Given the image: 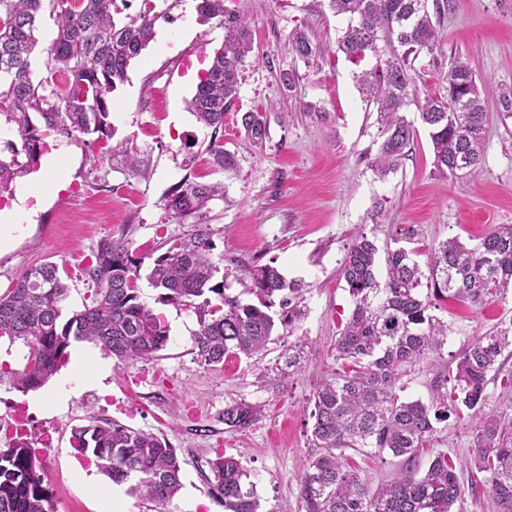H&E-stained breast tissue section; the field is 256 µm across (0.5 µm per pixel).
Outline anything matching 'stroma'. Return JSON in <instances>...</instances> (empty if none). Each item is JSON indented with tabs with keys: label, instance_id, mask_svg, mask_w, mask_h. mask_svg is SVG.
Returning a JSON list of instances; mask_svg holds the SVG:
<instances>
[{
	"label": "stroma",
	"instance_id": "obj_1",
	"mask_svg": "<svg viewBox=\"0 0 512 512\" xmlns=\"http://www.w3.org/2000/svg\"><path fill=\"white\" fill-rule=\"evenodd\" d=\"M225 5L250 27L255 57L240 72L239 98L224 116L223 132L197 123L188 102L195 92L189 76L221 46L224 30L199 23L192 0H181L173 22L156 26L154 40L113 95L110 121L126 153H112V141L89 147L48 132L38 167L0 195V238L9 241L0 250V294L27 268L53 262L69 277L67 311L80 310L92 288L87 259L102 240H125L145 254L205 224L229 294L247 298V269L272 262L302 284L306 316L294 333L276 332L262 354L211 367L193 351L196 315L158 302L157 290L145 284L141 298L163 317L170 335L155 358L88 377L80 392L59 404L48 401L45 387L24 394L0 385V426L18 401L32 406V432L46 419L55 427L53 445L38 449L36 466L56 512H101L100 491L111 481L94 464L79 463L70 447L72 429L93 418L162 435L182 460L183 488L172 501L127 495L123 512H224L201 472L219 452L239 459L256 486L260 512H304L300 482L314 453L313 396L336 366L339 325L353 308L340 269L355 237L366 234L381 249L398 241L422 251L452 237L471 244L492 225L512 224V114L500 105L512 90V0H451L436 61L423 55L414 64L418 88L436 96L443 95V76L458 59L484 82L485 161L474 174L452 179L435 170L412 101L403 109L416 130L407 157L387 177L375 173L377 112L363 98L357 67L337 50L347 20L333 14L328 0ZM299 29L317 48L307 60L291 47ZM285 72L295 76L289 91L281 82ZM256 107L266 111L260 144L241 124L242 114ZM216 136L235 161L224 171L207 151ZM187 179L223 183L224 195L178 224L166 198ZM23 194L24 214L15 208ZM435 314L449 332L432 361L449 363L475 337L512 320V296L481 308L448 300ZM298 342L304 345L298 369L278 380ZM40 397L44 405L34 406ZM240 401L260 406L262 415L236 431L225 426L224 409ZM472 431L471 419L450 418L436 446L453 459L462 483H477L465 492L460 512H492L489 475L475 468ZM79 468L95 475L96 486L76 479Z\"/></svg>",
	"mask_w": 512,
	"mask_h": 512
}]
</instances>
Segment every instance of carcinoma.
<instances>
[{
    "label": "carcinoma",
    "mask_w": 512,
    "mask_h": 512,
    "mask_svg": "<svg viewBox=\"0 0 512 512\" xmlns=\"http://www.w3.org/2000/svg\"><path fill=\"white\" fill-rule=\"evenodd\" d=\"M50 2L57 32L45 49L49 74L63 72L68 82L45 94L49 80H34L31 56L43 2ZM199 20L224 27V45L215 52L190 101L197 122L213 129L208 146L214 165L231 164L217 133L224 114L239 95L238 73L253 52L249 28L224 0H194ZM449 0H330L336 15L348 17L338 49L358 65L360 89L377 107L381 124L375 170L386 175L405 158L412 125L400 115L416 95L411 60L440 50L439 17ZM127 0H0V84L7 87L0 109L18 126L21 149L0 158V192L41 156L43 133L66 138L97 135L110 139L111 94L128 80V68L155 37L158 22L173 21L175 4L141 0L139 14L118 22ZM296 55L308 59L316 47L299 31L292 37ZM447 96L429 93L418 100L438 173L451 178L481 167L486 151L488 115L476 74L467 62L455 61L444 74ZM36 113L40 124L31 114ZM245 134L260 143L267 135L264 112L242 116ZM25 161H19V156ZM222 194V187L185 180L167 197L166 209L178 224L201 212ZM215 243L199 224L186 237L169 242L164 252L140 255L128 243L104 239L88 270L94 285L89 303L63 317L70 287L53 262L26 269L15 287L0 295V338L20 340L27 348L23 368L0 363V382L22 393L43 387L68 361L74 342H91L119 362L150 360L169 340L158 315L141 300L138 281L145 260L146 280L159 291L158 301L181 306L197 316L193 348L200 363L217 367L228 358L263 351L273 333L293 332L305 317L299 304L303 286L287 280L268 263L247 271L245 302L226 293L217 280ZM378 246L358 235L344 257L341 275L353 304L334 346L337 370L314 394L311 439L317 452L301 480L305 512H455L464 490L448 453L435 448L438 425L471 411L475 429L471 447L481 472L490 474L497 512H512V412L485 414L490 380L512 389V369L500 357L512 345V322L475 337L455 358V368L433 369L429 399L406 400V381L440 349L448 324L432 314L448 298L473 307L503 300L512 288V224H494L477 243L448 238L425 252L404 247L385 252V280L377 275ZM260 417L258 406L235 402L224 408V425L242 430ZM75 454L91 458L116 484L137 481L130 492L157 503L170 501L181 489V461L169 442L149 431L115 421L92 420L73 429ZM365 449L379 457L391 452L406 465L378 489L348 462L346 451ZM428 455L419 474L416 461ZM213 498L224 512H257L254 485L233 456L216 454L206 461ZM0 512H55L35 464V449L26 443L0 448Z\"/></svg>",
    "instance_id": "obj_1"
}]
</instances>
